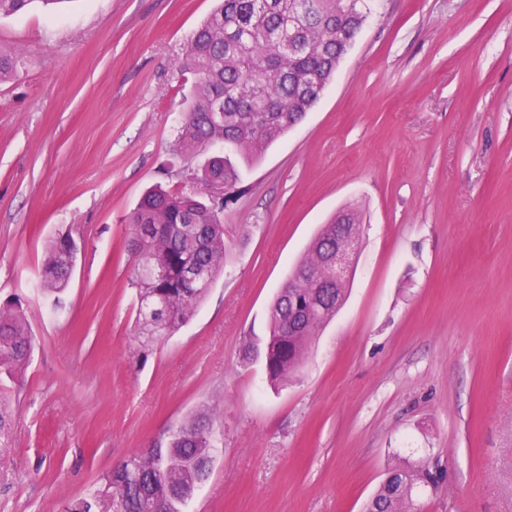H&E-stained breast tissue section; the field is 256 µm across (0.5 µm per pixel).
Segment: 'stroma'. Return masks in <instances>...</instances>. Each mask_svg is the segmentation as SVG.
Returning <instances> with one entry per match:
<instances>
[{
  "label": "stroma",
  "instance_id": "obj_1",
  "mask_svg": "<svg viewBox=\"0 0 512 512\" xmlns=\"http://www.w3.org/2000/svg\"><path fill=\"white\" fill-rule=\"evenodd\" d=\"M214 0H32L0 17V304L34 351L0 450V512H63L199 409L220 446L189 512H362L438 463L411 512H512V0H377L321 98L245 170L230 258L140 348L129 217L190 191L172 155L191 33ZM362 219L346 299L297 373L262 359L274 293L338 211ZM78 251L60 307L54 234ZM76 244L69 232L59 233L48 248L39 288L45 297H53V305L60 304L59 294L71 278L76 256ZM424 467L418 469L395 468L388 473L377 491L365 506V512H409L412 491L422 483L437 490L436 469Z\"/></svg>",
  "mask_w": 512,
  "mask_h": 512
}]
</instances>
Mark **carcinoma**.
Here are the masks:
<instances>
[{
    "instance_id": "cac0c4a2",
    "label": "carcinoma",
    "mask_w": 512,
    "mask_h": 512,
    "mask_svg": "<svg viewBox=\"0 0 512 512\" xmlns=\"http://www.w3.org/2000/svg\"><path fill=\"white\" fill-rule=\"evenodd\" d=\"M372 0H220L190 36L179 67L196 76L188 110L182 113L174 152H216L197 176L196 190L147 191L134 209L132 250L162 270L136 274L139 342L178 331L197 311L229 258L224 207L245 192L239 166L257 162L319 99L347 46L370 13ZM17 58L0 52V83L17 72ZM224 187V201L213 199ZM336 249V222L321 226L307 257L280 286L269 311L263 344L265 371L276 386L297 372L320 330L336 315L347 283L321 282L328 253ZM76 244L60 233L48 248L39 288L60 304L71 278ZM32 353L20 304L0 306V382L19 379ZM13 418L0 396V436ZM215 448L207 414L200 412L164 442L128 457L107 472L102 486L65 506L64 512H97L112 496L113 512H185L208 479ZM437 484L431 468H395L365 506V512H410L412 491Z\"/></svg>"
}]
</instances>
